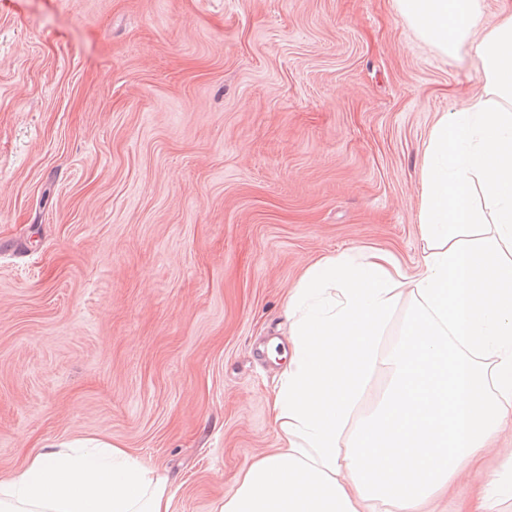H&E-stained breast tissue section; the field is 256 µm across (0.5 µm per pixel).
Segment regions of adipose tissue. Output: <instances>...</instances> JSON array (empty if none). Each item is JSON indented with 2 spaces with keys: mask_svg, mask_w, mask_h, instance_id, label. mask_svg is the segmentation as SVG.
I'll return each instance as SVG.
<instances>
[{
  "mask_svg": "<svg viewBox=\"0 0 512 512\" xmlns=\"http://www.w3.org/2000/svg\"><path fill=\"white\" fill-rule=\"evenodd\" d=\"M453 58L472 46L487 96L433 126L422 256L355 248L309 266L291 293L289 358L273 400L281 446L218 512H422L512 413V8L476 36L480 0H396ZM414 310L383 348L402 292ZM389 381L356 416L377 367ZM166 475L116 444L48 447L0 477V512H169Z\"/></svg>",
  "mask_w": 512,
  "mask_h": 512,
  "instance_id": "adipose-tissue-1",
  "label": "adipose tissue"
}]
</instances>
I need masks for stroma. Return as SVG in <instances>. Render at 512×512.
Segmentation results:
<instances>
[{
	"label": "stroma",
	"instance_id": "obj_1",
	"mask_svg": "<svg viewBox=\"0 0 512 512\" xmlns=\"http://www.w3.org/2000/svg\"><path fill=\"white\" fill-rule=\"evenodd\" d=\"M395 0H13L0 8V473L100 439L214 512L278 446L304 268L422 255L423 153L483 96ZM512 416L438 512L512 469Z\"/></svg>",
	"mask_w": 512,
	"mask_h": 512
}]
</instances>
